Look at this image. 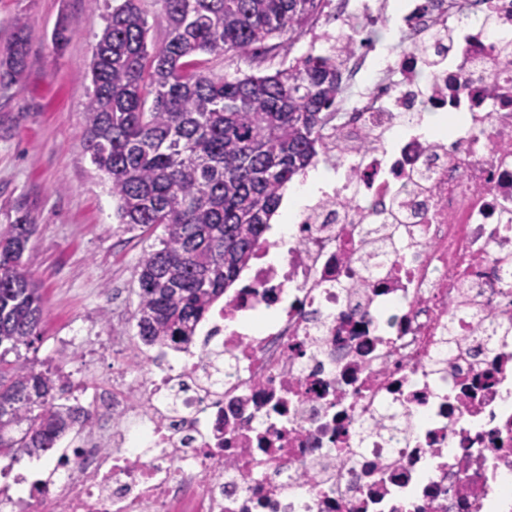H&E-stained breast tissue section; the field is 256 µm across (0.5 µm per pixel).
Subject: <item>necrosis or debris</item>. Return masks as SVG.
<instances>
[{"label":"necrosis or debris","instance_id":"obj_1","mask_svg":"<svg viewBox=\"0 0 512 512\" xmlns=\"http://www.w3.org/2000/svg\"><path fill=\"white\" fill-rule=\"evenodd\" d=\"M334 183L198 343L73 392L0 512H512V0H336Z\"/></svg>","mask_w":512,"mask_h":512}]
</instances>
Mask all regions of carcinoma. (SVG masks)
<instances>
[{"instance_id": "cac0c4a2", "label": "carcinoma", "mask_w": 512, "mask_h": 512, "mask_svg": "<svg viewBox=\"0 0 512 512\" xmlns=\"http://www.w3.org/2000/svg\"><path fill=\"white\" fill-rule=\"evenodd\" d=\"M321 3L162 0L167 38L151 50L137 0L108 14L89 71L82 146L109 179L119 223L148 235L162 230L135 271L144 345L193 340L247 264L285 186L317 160L340 91L330 55L232 79L207 71V57H247L271 38L297 37ZM15 28L0 85L26 67L27 26ZM34 231L25 217L0 229V460L12 462L52 450L88 421L57 402L61 367L39 370L20 354L41 338L46 315L25 259Z\"/></svg>"}]
</instances>
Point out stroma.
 Masks as SVG:
<instances>
[{"instance_id":"1","label":"stroma","mask_w":512,"mask_h":512,"mask_svg":"<svg viewBox=\"0 0 512 512\" xmlns=\"http://www.w3.org/2000/svg\"><path fill=\"white\" fill-rule=\"evenodd\" d=\"M114 0H0V56L14 38L15 19L28 24L27 66L0 89V228L28 217L36 231L28 265L46 306L43 339L29 359L61 365L74 387H109L112 370L131 366L138 303L135 267L150 241L125 230L103 176L81 139L93 91L83 74L93 58ZM64 23L69 40L54 48L52 32ZM306 37L277 38L253 58L209 60L231 78L266 75L307 54ZM96 325L97 335L80 338ZM79 337L74 357L61 359L64 340Z\"/></svg>"}]
</instances>
